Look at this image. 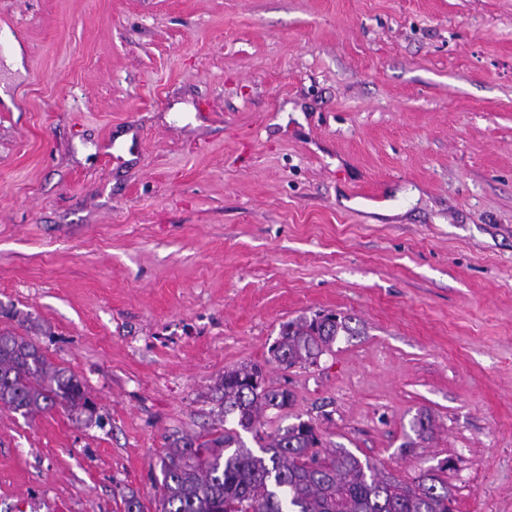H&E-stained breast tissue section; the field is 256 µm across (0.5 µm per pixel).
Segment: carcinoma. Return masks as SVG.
Segmentation results:
<instances>
[{
  "mask_svg": "<svg viewBox=\"0 0 512 512\" xmlns=\"http://www.w3.org/2000/svg\"><path fill=\"white\" fill-rule=\"evenodd\" d=\"M349 331L335 313L289 321L270 357L287 368L313 365ZM210 399L221 427L168 439L159 462L160 512H451L452 489L433 469L409 481L380 475L348 451L318 450L309 421L259 431L260 413L287 408L292 394L265 385L257 365L225 371ZM57 406L96 412L84 384L51 363L33 337L0 330V408L34 416ZM242 430L259 452L244 446Z\"/></svg>",
  "mask_w": 512,
  "mask_h": 512,
  "instance_id": "1",
  "label": "carcinoma"
}]
</instances>
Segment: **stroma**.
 <instances>
[{
    "mask_svg": "<svg viewBox=\"0 0 512 512\" xmlns=\"http://www.w3.org/2000/svg\"><path fill=\"white\" fill-rule=\"evenodd\" d=\"M1 32L0 330L99 420L0 409V512H155L249 364L293 394L265 431L512 512V0H0ZM323 311L354 335L271 362ZM349 331L346 318L336 313H317L309 319L288 321L269 349L270 357L286 368L303 363L314 365L326 350H331L337 336Z\"/></svg>",
    "mask_w": 512,
    "mask_h": 512,
    "instance_id": "obj_1",
    "label": "stroma"
}]
</instances>
